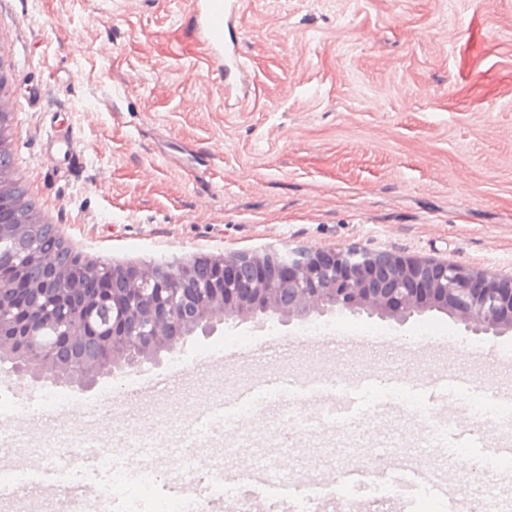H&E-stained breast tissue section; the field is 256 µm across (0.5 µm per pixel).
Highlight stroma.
I'll return each instance as SVG.
<instances>
[{"label": "stroma", "mask_w": 512, "mask_h": 512, "mask_svg": "<svg viewBox=\"0 0 512 512\" xmlns=\"http://www.w3.org/2000/svg\"><path fill=\"white\" fill-rule=\"evenodd\" d=\"M0 31L17 170L87 259L358 247L512 273V0H243L247 81L231 93L200 45L193 0H0ZM54 129L74 136L70 163L49 148ZM425 324L447 346L423 340ZM367 326L389 348L361 336L333 354L315 342ZM233 340L282 350L229 364L220 353ZM511 349L512 333L476 335L437 311L402 323L346 311L229 319L159 366L125 370L184 380L154 396L114 391L91 428L74 426L77 401L33 419L29 397L44 390L18 380L0 422L33 448L0 445V467L28 478L0 512H67L60 490L31 486L49 468L44 448L72 458L79 441L116 434L147 441L146 461L169 478L192 455L243 473L255 454L294 486L350 503L343 459L367 470L385 454L460 492L473 483L468 459L512 441V429L484 421L480 443L427 460L428 428L468 427L474 396L512 392V371L497 365ZM201 355L212 363L197 372ZM391 374L425 417L403 401L380 405L373 379ZM320 375L348 389L349 420L270 443L288 408L312 418L335 401L310 392ZM266 379L283 381L279 401L196 441L203 408Z\"/></svg>", "instance_id": "stroma-1"}]
</instances>
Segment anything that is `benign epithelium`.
<instances>
[{
  "label": "benign epithelium",
  "mask_w": 512,
  "mask_h": 512,
  "mask_svg": "<svg viewBox=\"0 0 512 512\" xmlns=\"http://www.w3.org/2000/svg\"><path fill=\"white\" fill-rule=\"evenodd\" d=\"M14 273L0 276V363L20 381L80 391L230 318L347 309L403 321L436 310L475 334L512 333V274L354 247L196 256L168 272L47 251L37 271Z\"/></svg>",
  "instance_id": "benign-epithelium-1"
}]
</instances>
